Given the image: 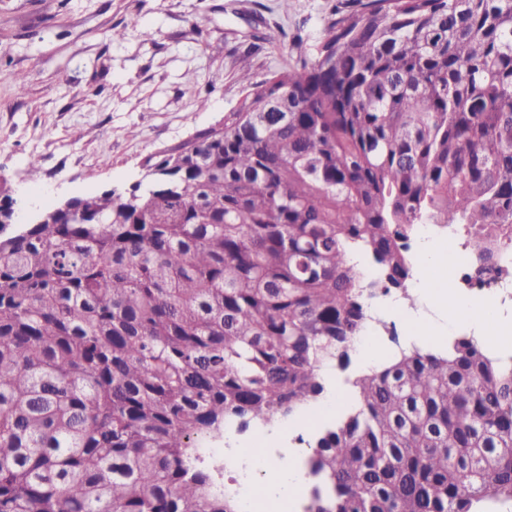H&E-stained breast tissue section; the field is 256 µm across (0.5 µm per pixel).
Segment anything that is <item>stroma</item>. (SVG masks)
<instances>
[{
  "mask_svg": "<svg viewBox=\"0 0 512 512\" xmlns=\"http://www.w3.org/2000/svg\"><path fill=\"white\" fill-rule=\"evenodd\" d=\"M336 2L0 0V186L23 214L130 190L146 156L239 106L241 56L258 81L294 65Z\"/></svg>",
  "mask_w": 512,
  "mask_h": 512,
  "instance_id": "obj_1",
  "label": "stroma"
}]
</instances>
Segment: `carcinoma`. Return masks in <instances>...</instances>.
<instances>
[{
	"instance_id": "carcinoma-1",
	"label": "carcinoma",
	"mask_w": 512,
	"mask_h": 512,
	"mask_svg": "<svg viewBox=\"0 0 512 512\" xmlns=\"http://www.w3.org/2000/svg\"><path fill=\"white\" fill-rule=\"evenodd\" d=\"M128 193L0 198V512H240L204 448L350 364L418 224L512 225V0H338L323 39ZM361 253L377 277L352 267ZM308 512H509L512 365L458 336L351 381Z\"/></svg>"
}]
</instances>
